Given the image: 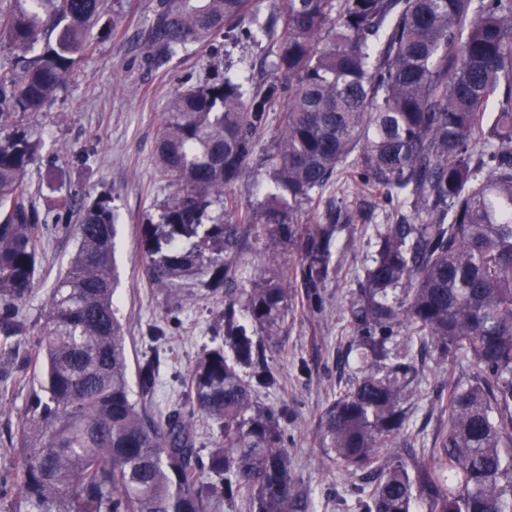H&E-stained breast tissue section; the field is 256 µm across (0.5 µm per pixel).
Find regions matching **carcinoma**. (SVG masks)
<instances>
[{"label":"carcinoma","instance_id":"cac0c4a2","mask_svg":"<svg viewBox=\"0 0 512 512\" xmlns=\"http://www.w3.org/2000/svg\"><path fill=\"white\" fill-rule=\"evenodd\" d=\"M256 0H159L147 57L160 63L217 34L276 45L272 79L252 91L225 76L179 92L164 113L157 177L176 187L161 223L142 224L148 280L171 295L189 285L224 294L225 348L204 350L187 385L190 410L152 416L158 374L139 369L131 398L117 317L119 216L100 196L56 230L76 251L31 335L24 306L43 251L45 219L23 176L40 140L0 136V399L33 372L30 405L0 472V512H219L248 494L249 512H298L285 405L255 394L277 385L261 364L282 335L296 287L322 312L344 229L324 192L351 156L348 188L383 191L391 209L372 226L375 250L350 302L357 342L351 386L317 426L327 459L371 486L363 512H512V0H285L281 32ZM103 0H14L0 9V127L49 103L92 49ZM285 112L265 159L271 191L241 209L226 190ZM217 204L218 216L208 214ZM325 210L304 228L303 206ZM230 222H224V216ZM300 255L255 281L234 258L244 233ZM406 336L398 344L396 337ZM466 361L448 373V430L428 457L396 452L410 426L422 355ZM219 427L207 453L194 417Z\"/></svg>","mask_w":512,"mask_h":512}]
</instances>
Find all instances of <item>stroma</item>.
Returning <instances> with one entry per match:
<instances>
[{"instance_id": "1", "label": "stroma", "mask_w": 512, "mask_h": 512, "mask_svg": "<svg viewBox=\"0 0 512 512\" xmlns=\"http://www.w3.org/2000/svg\"><path fill=\"white\" fill-rule=\"evenodd\" d=\"M158 2L106 0L104 18L112 23L111 35L92 29L93 50L81 59L76 78L62 88L53 104L22 122L26 132L43 140L25 183L27 194L48 220L60 216L76 222L81 199L104 192L111 197L119 215L115 260L128 381L130 388H137L140 365L154 362L158 385L146 403L154 415L187 406L188 371L203 349L222 343L223 333L216 323L224 307L223 298L208 296L202 288H188L180 299H169L145 274L138 228L159 222L170 193L167 184L156 178L154 167L162 116L176 92L222 76L228 65L247 77L249 87L258 86L271 73L273 55L269 41L244 42L228 49L219 37L206 46L178 49L165 64L154 66L146 57V47L148 20ZM282 112L281 105L272 106L271 123L255 147L249 168L231 189L241 205L262 199L256 185L265 179L262 161L272 147ZM335 200L349 222L340 235L344 248L339 270L325 288L330 307L312 313L303 309L300 300H293L282 336L265 352L279 384L259 394L262 403L285 404L292 413L285 430L288 461L303 497L300 512H358L356 504L364 487L360 473L326 460L316 439V425L328 400L355 379L356 342L346 308L357 288L355 276L370 255L365 229L382 223L387 203L377 191L339 194ZM75 249L73 238L54 230L47 233L36 290L25 307L32 332L40 331L50 291ZM273 250L266 239L249 238L235 263L252 276H264ZM274 251L282 266L299 261L298 253L285 247ZM449 370L434 353H424L421 391L405 402L412 427L404 445L414 453L428 454L435 435L448 427V415L441 411L436 392ZM31 392V382H22L0 405L2 471L12 467L15 459L3 444L6 432L25 414Z\"/></svg>"}]
</instances>
